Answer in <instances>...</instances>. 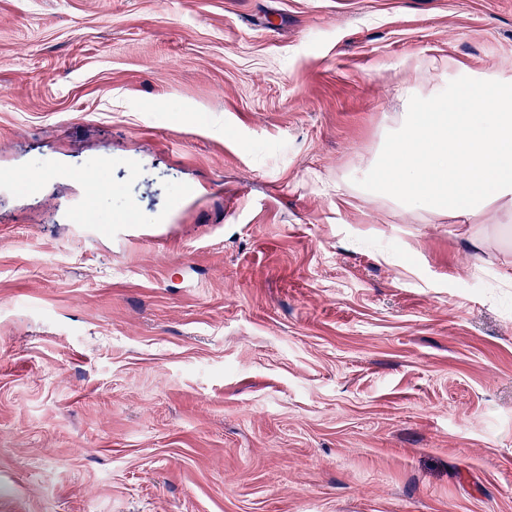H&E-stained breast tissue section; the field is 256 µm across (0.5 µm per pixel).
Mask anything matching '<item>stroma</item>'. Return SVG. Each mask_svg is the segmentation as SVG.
<instances>
[{
  "instance_id": "35a3bbf8",
  "label": "stroma",
  "mask_w": 512,
  "mask_h": 512,
  "mask_svg": "<svg viewBox=\"0 0 512 512\" xmlns=\"http://www.w3.org/2000/svg\"><path fill=\"white\" fill-rule=\"evenodd\" d=\"M482 73L512 0H0V512H512V228L357 184Z\"/></svg>"
}]
</instances>
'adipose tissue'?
I'll list each match as a JSON object with an SVG mask.
<instances>
[{"instance_id": "1", "label": "adipose tissue", "mask_w": 512, "mask_h": 512, "mask_svg": "<svg viewBox=\"0 0 512 512\" xmlns=\"http://www.w3.org/2000/svg\"><path fill=\"white\" fill-rule=\"evenodd\" d=\"M363 184L411 210L469 222L497 204L512 221V77L471 79L464 99L407 88L395 133Z\"/></svg>"}]
</instances>
